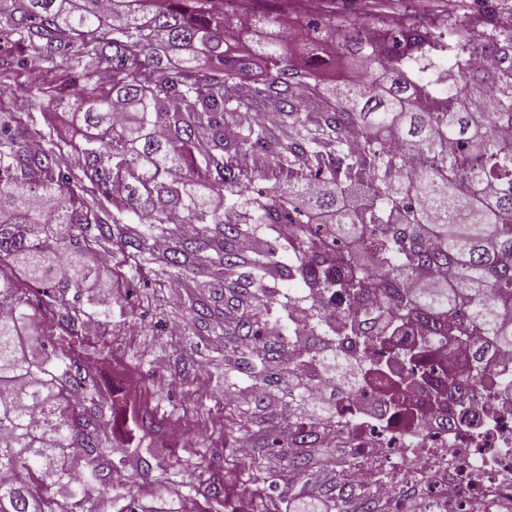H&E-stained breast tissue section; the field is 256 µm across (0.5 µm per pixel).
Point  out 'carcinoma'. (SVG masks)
I'll return each mask as SVG.
<instances>
[{"instance_id":"obj_1","label":"carcinoma","mask_w":512,"mask_h":512,"mask_svg":"<svg viewBox=\"0 0 512 512\" xmlns=\"http://www.w3.org/2000/svg\"><path fill=\"white\" fill-rule=\"evenodd\" d=\"M211 2L0 0V89L21 76L8 48L28 47L51 67L22 88L25 101L72 109L69 134L32 112L0 111V512H86L94 494L107 512H153L112 481L129 449L112 447V399L93 369L112 341H81L89 252L108 253L129 292L154 273L223 300L193 295L188 309L191 324L221 337L224 384L251 381L226 448L263 431L251 405L264 398L252 388L278 387L290 409L306 402L298 369L280 360L297 303L284 298L275 315L263 304L280 281L349 298L426 271L443 287L384 288L385 307L361 326L366 347L417 310L429 340L462 315L448 343L471 353L478 378L488 354L512 353V27L451 10L440 21H384L377 45L352 23L279 11L260 24L283 36L239 53L242 19ZM299 23L312 42L337 46L357 77L325 79L299 61L288 45ZM442 56L444 95L416 76ZM246 57L273 67L253 77ZM488 97L494 111L482 112ZM245 156L266 186L249 189ZM316 224L348 249L355 272L343 266L332 280L304 251ZM249 234L256 247L246 252ZM360 252L378 274L355 262ZM42 314L57 332L35 355L25 336ZM312 419L296 417L254 449L248 481L272 492L285 473L313 482L303 449L324 437Z\"/></svg>"}]
</instances>
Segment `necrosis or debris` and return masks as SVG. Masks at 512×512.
<instances>
[{
  "label": "necrosis or debris",
  "mask_w": 512,
  "mask_h": 512,
  "mask_svg": "<svg viewBox=\"0 0 512 512\" xmlns=\"http://www.w3.org/2000/svg\"><path fill=\"white\" fill-rule=\"evenodd\" d=\"M300 294L329 331L326 347L358 367L349 388L329 372L307 379L308 388L335 395L336 436L356 459L349 486L392 512H407L412 497L424 512H500L512 504V361L492 356L482 382L456 393L448 381L470 379L471 356L423 342L424 319L392 337L396 358L367 355L361 337L348 334L351 312H378L382 290L354 300L338 299L332 288ZM408 350L422 354L417 369L401 358Z\"/></svg>",
  "instance_id": "obj_1"
}]
</instances>
